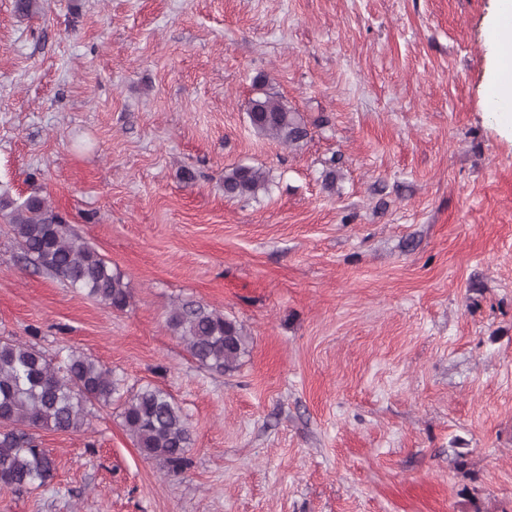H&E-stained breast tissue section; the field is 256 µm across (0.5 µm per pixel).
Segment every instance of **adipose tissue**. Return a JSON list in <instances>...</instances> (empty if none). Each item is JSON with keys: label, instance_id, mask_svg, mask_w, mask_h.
Wrapping results in <instances>:
<instances>
[{"label": "adipose tissue", "instance_id": "obj_1", "mask_svg": "<svg viewBox=\"0 0 512 512\" xmlns=\"http://www.w3.org/2000/svg\"><path fill=\"white\" fill-rule=\"evenodd\" d=\"M488 30L496 56L485 82L487 110L512 130V0H497Z\"/></svg>", "mask_w": 512, "mask_h": 512}]
</instances>
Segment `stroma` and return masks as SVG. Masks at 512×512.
Listing matches in <instances>:
<instances>
[{
    "label": "stroma",
    "instance_id": "stroma-1",
    "mask_svg": "<svg viewBox=\"0 0 512 512\" xmlns=\"http://www.w3.org/2000/svg\"><path fill=\"white\" fill-rule=\"evenodd\" d=\"M0 0V191L39 190L128 285L115 310L0 220V337L166 392L190 466L119 403L0 512H512V136L485 110L495 0ZM278 94L308 135L259 136ZM269 174L255 197L224 171ZM335 172L333 188L325 177ZM242 325L237 370L167 327ZM268 175L260 167L237 165L224 171V194L227 196L255 197L266 191ZM167 326L193 358L217 372L235 371L247 352L248 337L243 328L201 304L185 303L173 308Z\"/></svg>",
    "mask_w": 512,
    "mask_h": 512
}]
</instances>
